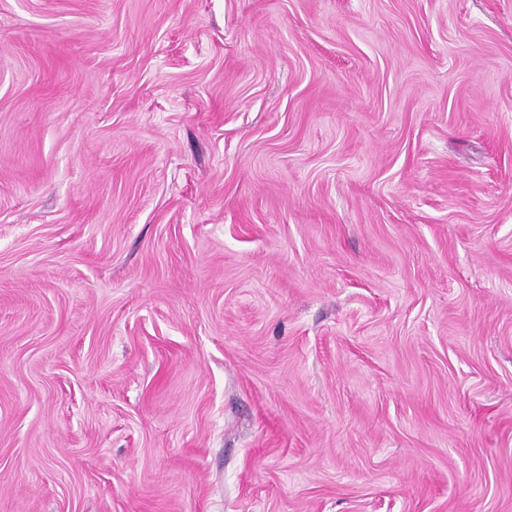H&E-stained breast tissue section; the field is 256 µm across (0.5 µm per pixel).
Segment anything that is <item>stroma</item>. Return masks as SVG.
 Listing matches in <instances>:
<instances>
[{"mask_svg":"<svg viewBox=\"0 0 512 512\" xmlns=\"http://www.w3.org/2000/svg\"><path fill=\"white\" fill-rule=\"evenodd\" d=\"M0 512H512V0H0Z\"/></svg>","mask_w":512,"mask_h":512,"instance_id":"35a3bbf8","label":"stroma"}]
</instances>
